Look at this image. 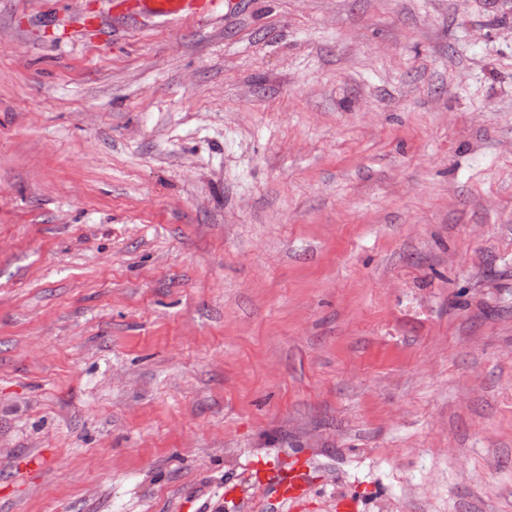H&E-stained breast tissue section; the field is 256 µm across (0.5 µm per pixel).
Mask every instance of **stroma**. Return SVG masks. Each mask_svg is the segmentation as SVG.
<instances>
[{"label":"stroma","mask_w":512,"mask_h":512,"mask_svg":"<svg viewBox=\"0 0 512 512\" xmlns=\"http://www.w3.org/2000/svg\"><path fill=\"white\" fill-rule=\"evenodd\" d=\"M115 2L0 0V512H512V0ZM128 9L147 10L160 16L208 14L220 6L221 0H117ZM135 1V2H126ZM307 466L297 461L288 472V476L278 483V493L282 501H289L297 498L306 486Z\"/></svg>","instance_id":"35a3bbf8"}]
</instances>
